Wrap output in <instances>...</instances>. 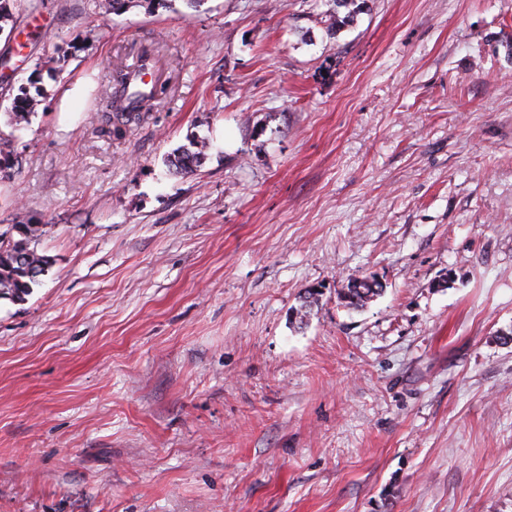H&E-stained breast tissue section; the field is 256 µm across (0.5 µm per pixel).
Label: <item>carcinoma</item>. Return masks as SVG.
I'll use <instances>...</instances> for the list:
<instances>
[{
  "label": "carcinoma",
  "instance_id": "carcinoma-1",
  "mask_svg": "<svg viewBox=\"0 0 512 512\" xmlns=\"http://www.w3.org/2000/svg\"><path fill=\"white\" fill-rule=\"evenodd\" d=\"M332 4L333 8L326 12L327 31L335 35L346 25L354 22L355 17L363 10L366 0H332ZM127 79L128 75L122 67L117 68L112 75L110 111L105 113L101 127V133L105 135L123 133V130L140 120L143 113L152 111L159 103V93L156 89L135 98L130 97L127 93ZM32 107L33 99L26 89H20V94L14 98L8 112L10 124L17 128L29 124ZM207 148V141L194 140L191 147L182 149L171 164L180 173L191 172L198 166ZM16 228L20 238L8 242L5 246L0 244V299L9 298L18 302L25 300L29 295L32 285L46 271L49 259L37 250V241L41 235L38 225L18 224ZM381 292L382 283L377 280L370 286L359 282L357 278H352L346 288L339 293V299L348 308L360 309ZM315 303L314 293L307 292L299 308L293 312L297 325L306 324Z\"/></svg>",
  "mask_w": 512,
  "mask_h": 512
}]
</instances>
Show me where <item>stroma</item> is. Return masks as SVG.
I'll return each mask as SVG.
<instances>
[{
	"mask_svg": "<svg viewBox=\"0 0 512 512\" xmlns=\"http://www.w3.org/2000/svg\"><path fill=\"white\" fill-rule=\"evenodd\" d=\"M330 7L13 0L0 239L51 265L0 299V512H512V0ZM143 47L167 95L100 135ZM333 8L326 12L327 31L329 35H336L342 28L353 23L355 17L363 10L365 0H332ZM344 11V15L340 16ZM33 107V99L28 95L26 89L20 88V94L17 95L12 103L10 112H7L10 118V124L21 128L29 124ZM190 145L194 150L190 148L182 149L171 162L178 173L192 172L193 168L198 166L208 148V142L205 139L193 140ZM361 278H371L373 285L377 288H371L367 283H358V277L350 279L346 288H342L341 292L338 294V298L345 307L351 309L363 308L372 301L374 296H379L383 291L384 288H380L382 287V283L377 281L374 276H363Z\"/></svg>",
	"mask_w": 512,
	"mask_h": 512,
	"instance_id": "1",
	"label": "stroma"
}]
</instances>
